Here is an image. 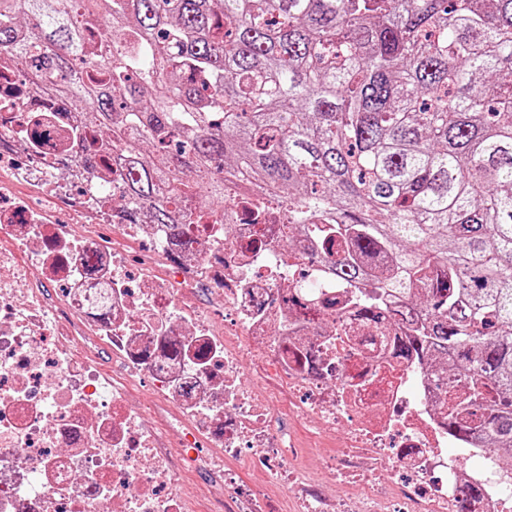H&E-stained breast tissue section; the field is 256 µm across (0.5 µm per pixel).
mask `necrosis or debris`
<instances>
[{
  "label": "necrosis or debris",
  "mask_w": 512,
  "mask_h": 512,
  "mask_svg": "<svg viewBox=\"0 0 512 512\" xmlns=\"http://www.w3.org/2000/svg\"><path fill=\"white\" fill-rule=\"evenodd\" d=\"M37 121L46 136L36 143ZM81 123L71 102L35 90L0 58V170L30 188L0 187V512H188L187 465L215 473L214 512H275L271 484L294 512H512V456L442 425L460 378L437 385L428 364L393 353L418 313L401 316L387 300L379 322L361 325L354 287L331 274L313 241H285L274 215L220 237L194 224L170 238L148 206L131 215L113 203L119 167L88 168L81 150L59 145L61 126ZM55 205L149 240L168 275L136 272L124 249L71 236ZM43 277L63 285L68 335L35 288ZM197 285L213 291L210 312L188 301ZM327 298L336 310L323 307ZM93 340L111 347L123 377L104 383L77 356ZM252 369L284 387V408L259 394ZM145 377L174 411L175 447H163L129 395ZM283 409L335 440L317 473L293 466ZM200 439L210 453H195Z\"/></svg>",
  "instance_id": "necrosis-or-debris-1"
}]
</instances>
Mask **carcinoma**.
I'll return each mask as SVG.
<instances>
[{"label":"carcinoma","instance_id":"cac0c4a2","mask_svg":"<svg viewBox=\"0 0 512 512\" xmlns=\"http://www.w3.org/2000/svg\"><path fill=\"white\" fill-rule=\"evenodd\" d=\"M2 50L82 103L86 162L112 132L153 223L277 211L351 286L377 260L360 314L418 308L396 351L461 368L446 430L512 449V0H0Z\"/></svg>","mask_w":512,"mask_h":512}]
</instances>
